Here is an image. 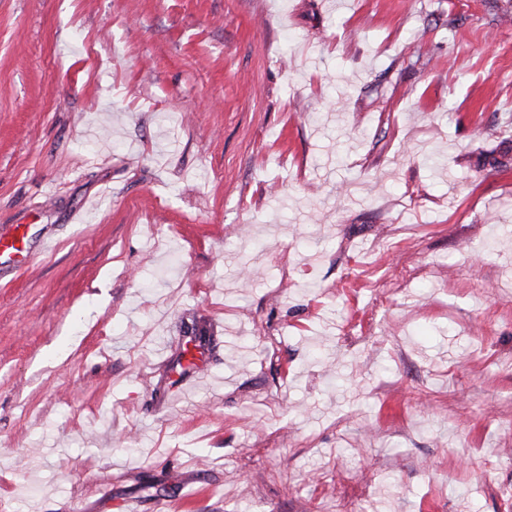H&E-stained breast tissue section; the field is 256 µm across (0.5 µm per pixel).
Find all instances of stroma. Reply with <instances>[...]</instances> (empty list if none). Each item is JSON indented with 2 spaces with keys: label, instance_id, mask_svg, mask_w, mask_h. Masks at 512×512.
<instances>
[{
  "label": "stroma",
  "instance_id": "obj_1",
  "mask_svg": "<svg viewBox=\"0 0 512 512\" xmlns=\"http://www.w3.org/2000/svg\"><path fill=\"white\" fill-rule=\"evenodd\" d=\"M17 227L0 512H512V0H0ZM187 357V366L183 369L181 373L178 374V377L173 381L175 385L172 387L179 391L180 393H184L189 388L194 387L201 381V375L198 374L199 368L206 362L207 358L202 359V353H199L200 356H197L193 351H184ZM199 361V362H197Z\"/></svg>",
  "mask_w": 512,
  "mask_h": 512
}]
</instances>
